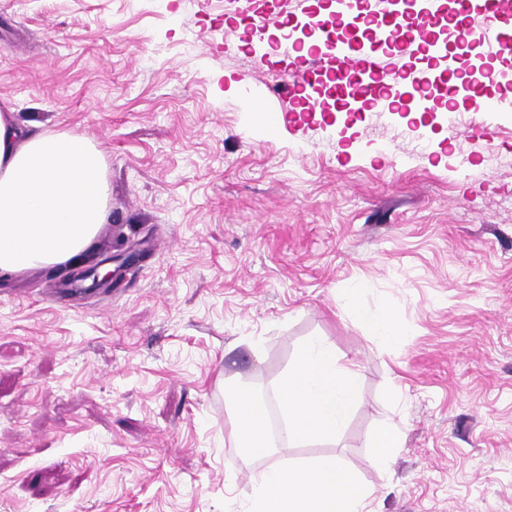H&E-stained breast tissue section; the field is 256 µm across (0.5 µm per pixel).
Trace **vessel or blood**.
Listing matches in <instances>:
<instances>
[{
	"mask_svg": "<svg viewBox=\"0 0 512 512\" xmlns=\"http://www.w3.org/2000/svg\"><path fill=\"white\" fill-rule=\"evenodd\" d=\"M329 17L312 12L304 20L316 29L318 44L312 45L298 60L293 79L283 81L281 95L310 86L317 71L315 62L334 61L327 78L334 82L336 93L360 100L378 88L382 69L380 52L390 49L401 55L415 47L432 53L436 41L432 30L447 22L463 43L478 39L473 26L475 13L496 17L500 0H454L450 12H442L438 0H333Z\"/></svg>",
	"mask_w": 512,
	"mask_h": 512,
	"instance_id": "b4317fda",
	"label": "vessel or blood"
}]
</instances>
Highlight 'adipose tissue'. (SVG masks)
<instances>
[{
  "label": "adipose tissue",
  "instance_id": "obj_1",
  "mask_svg": "<svg viewBox=\"0 0 512 512\" xmlns=\"http://www.w3.org/2000/svg\"><path fill=\"white\" fill-rule=\"evenodd\" d=\"M104 156L87 138L35 132L0 111V275L81 264L108 213ZM358 289L342 300L372 336L395 344L406 330L390 309L361 304ZM224 386L231 397L229 434L245 459L266 458L273 440L288 446L326 442L345 430L359 397L352 360L316 337L299 350L277 389L284 423L271 435L266 405L239 377ZM371 491L341 463L328 459L285 468L269 465L255 478L247 512H364Z\"/></svg>",
  "mask_w": 512,
  "mask_h": 512
}]
</instances>
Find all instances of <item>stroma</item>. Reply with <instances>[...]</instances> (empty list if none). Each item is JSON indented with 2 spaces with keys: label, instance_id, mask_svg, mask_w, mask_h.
Listing matches in <instances>:
<instances>
[{
  "label": "stroma",
  "instance_id": "obj_1",
  "mask_svg": "<svg viewBox=\"0 0 512 512\" xmlns=\"http://www.w3.org/2000/svg\"><path fill=\"white\" fill-rule=\"evenodd\" d=\"M235 0H0V109L103 152L110 195L75 294L53 269L0 277V512H242L268 462L342 461L368 512H512V50L478 16L476 82L449 120L399 87L336 127L279 103L286 27L225 40ZM493 105V113L482 110ZM283 113L267 135L253 109ZM360 286L407 334L369 336ZM322 336L359 367L333 442L245 461L227 375L281 420L277 384ZM262 340L261 353L251 344ZM401 447L375 466L368 438ZM400 447L399 434L394 427L381 428L370 439L374 463L381 468L390 464Z\"/></svg>",
  "mask_w": 512,
  "mask_h": 512
}]
</instances>
